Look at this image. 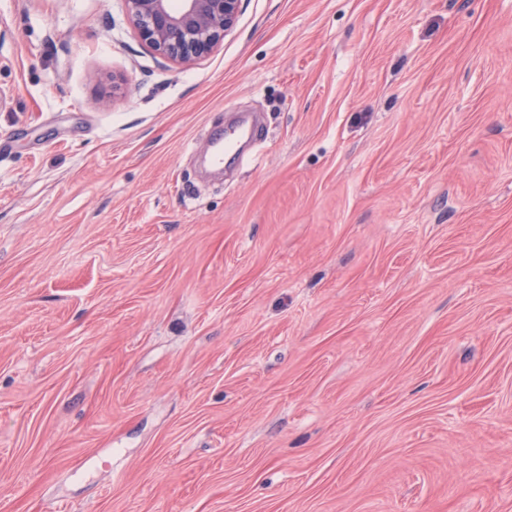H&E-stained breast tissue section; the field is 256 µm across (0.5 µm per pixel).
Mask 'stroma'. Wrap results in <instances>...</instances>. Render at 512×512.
<instances>
[{"label": "stroma", "mask_w": 512, "mask_h": 512, "mask_svg": "<svg viewBox=\"0 0 512 512\" xmlns=\"http://www.w3.org/2000/svg\"><path fill=\"white\" fill-rule=\"evenodd\" d=\"M0 512H512V0H0ZM139 38L156 54L187 66L211 54L236 25L242 0H125Z\"/></svg>", "instance_id": "stroma-1"}]
</instances>
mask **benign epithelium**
Returning a JSON list of instances; mask_svg holds the SVG:
<instances>
[{"label":"benign epithelium","instance_id":"benign-epithelium-1","mask_svg":"<svg viewBox=\"0 0 512 512\" xmlns=\"http://www.w3.org/2000/svg\"><path fill=\"white\" fill-rule=\"evenodd\" d=\"M139 38L156 54L187 66L211 54L236 25L242 0H125Z\"/></svg>","mask_w":512,"mask_h":512}]
</instances>
